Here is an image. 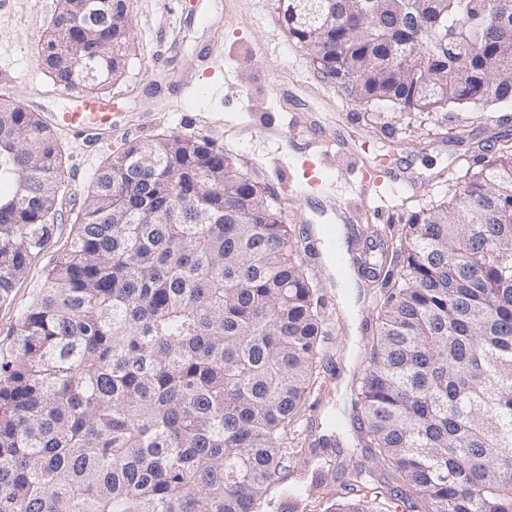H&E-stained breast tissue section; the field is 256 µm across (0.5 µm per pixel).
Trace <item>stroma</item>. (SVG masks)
Wrapping results in <instances>:
<instances>
[{
	"instance_id": "obj_1",
	"label": "stroma",
	"mask_w": 512,
	"mask_h": 512,
	"mask_svg": "<svg viewBox=\"0 0 512 512\" xmlns=\"http://www.w3.org/2000/svg\"><path fill=\"white\" fill-rule=\"evenodd\" d=\"M61 6L62 0H7L0 7V92L42 117L73 98L37 64ZM125 7L130 24L125 73L105 87L119 114V128L96 146L55 130L63 169L59 214L26 278L0 303V362L13 353L19 312L69 248L81 204L99 170L128 145L174 134L204 138L266 186L289 223L299 227L329 220L313 203L312 178L358 182L364 172L377 176L390 164L411 176L420 191L381 217L371 204L348 200L364 239L373 246L359 254L354 272L356 318L346 314L345 295L331 273L308 275L322 297L321 315L330 336L321 384L311 396L319 410L303 415L302 425L312 443L335 434L338 463H372L351 425L334 433L328 422L342 417L350 403V385L340 379L346 359L360 358L376 331L373 290L382 281L376 265L404 235L411 215L450 201L457 182L477 170L478 159L512 145V125L493 122L501 113L512 114V104L401 112L385 102L353 101L289 35L277 0H125ZM291 110L307 122L293 137L279 136ZM333 136L358 154V168L323 152L315 154L316 166L310 170L291 147L295 141L315 143ZM331 502L329 486L318 482L316 463L297 459L288 463L283 488L272 489L259 512H325Z\"/></svg>"
}]
</instances>
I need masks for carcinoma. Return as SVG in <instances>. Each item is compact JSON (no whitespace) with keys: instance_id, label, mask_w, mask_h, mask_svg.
<instances>
[{"instance_id":"obj_1","label":"carcinoma","mask_w":512,"mask_h":512,"mask_svg":"<svg viewBox=\"0 0 512 512\" xmlns=\"http://www.w3.org/2000/svg\"><path fill=\"white\" fill-rule=\"evenodd\" d=\"M278 2L356 102L512 101V0ZM53 30L43 69L63 14ZM61 176L50 130L0 102V302L51 236ZM197 190L221 223L173 212ZM297 244L205 139L105 163L0 364V512H258L328 339ZM382 286L348 412L379 468L352 467L331 512H512V146L412 216Z\"/></svg>"}]
</instances>
